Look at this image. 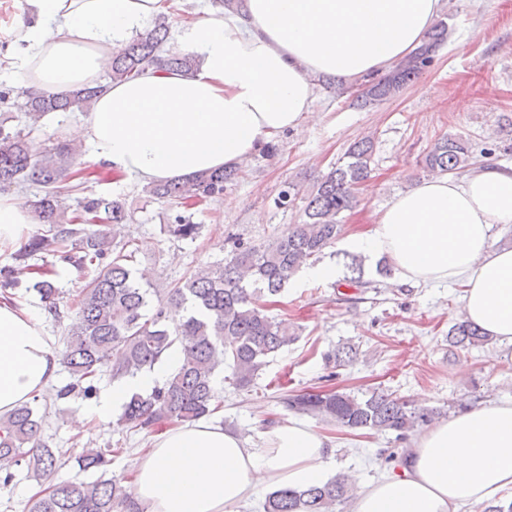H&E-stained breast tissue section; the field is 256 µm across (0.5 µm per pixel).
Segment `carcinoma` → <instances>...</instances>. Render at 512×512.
I'll list each match as a JSON object with an SVG mask.
<instances>
[{
  "label": "carcinoma",
  "mask_w": 512,
  "mask_h": 512,
  "mask_svg": "<svg viewBox=\"0 0 512 512\" xmlns=\"http://www.w3.org/2000/svg\"><path fill=\"white\" fill-rule=\"evenodd\" d=\"M170 35L166 18H154L113 50L109 82L134 78L150 67L193 72L199 65L194 55L165 50ZM447 39L448 25L440 21L392 71L365 79L356 100L371 107L394 97L431 66ZM102 90L99 83L65 93H33L28 118L35 125L51 113L88 109ZM374 152L373 138L354 141L341 163L320 174L303 197L298 184L285 183L275 205L287 209L303 199L302 223L290 225L267 244L234 241L224 262L192 273L161 298L135 276L129 265L133 252L127 250L128 244L118 242L122 225L131 220L124 201L87 191V173L77 164L79 150L62 137L37 145L23 130L11 132L0 124V186H40L41 194L31 207L38 223L47 226L14 253L12 265L0 269V294L11 299L23 277L39 272L32 288L57 317L58 272L52 267L41 269L31 260L39 254L53 255L61 267L89 274L74 300L75 315L63 337L62 363L71 382L57 397L76 394L91 399L97 394L95 379L102 372L114 382L150 372L176 348L183 351L181 365L163 384L145 394H132L123 404L120 425L143 430L211 416L219 409L214 379L223 365L231 367L237 387L249 388L267 359L297 339L287 321L269 313L272 298L302 265L336 244L342 232L338 216L359 204L357 189L371 176ZM421 163L431 172L458 173L474 164L471 143L462 136L444 135L434 141ZM236 175L235 169L201 172L188 185L161 181L143 192L152 200L181 205L184 212L167 218L161 231L175 239L193 240L200 225L192 221L189 210L222 195ZM73 194L79 195L80 211L69 217L64 199ZM88 224L103 229L92 231ZM150 308L151 315L147 314ZM448 340L461 347L491 343L465 320L448 329ZM36 402L34 398L0 416V485L11 484L18 469L34 477L40 491L30 500L28 512H143L127 481L107 476L111 453H119L118 448L82 449L77 463L85 471L100 472L96 480L62 477L65 462L41 441L44 417ZM280 404L286 411L321 418L342 429L391 432L399 440L437 414L379 389L359 395L313 388L286 393ZM351 492L349 479L338 476L305 490H274L263 508L264 512H336V505L347 502Z\"/></svg>",
  "instance_id": "carcinoma-1"
}]
</instances>
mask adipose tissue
Instances as JSON below:
<instances>
[{"mask_svg": "<svg viewBox=\"0 0 512 512\" xmlns=\"http://www.w3.org/2000/svg\"><path fill=\"white\" fill-rule=\"evenodd\" d=\"M20 67L33 91L61 92L98 81L113 50L164 0H27ZM445 0H243L239 14L209 15L181 29L200 65L194 75L147 69L108 84L74 140L95 158L149 184L243 164L311 114L316 79L385 73L423 39ZM32 215L0 194V250L15 246ZM512 224V163L469 174H437L395 195L353 249L383 255L414 283H462L466 319L512 358V248L492 230ZM179 353L152 372L113 384L79 420L106 418L132 393L150 390ZM59 364L38 309L0 302V416L52 390ZM333 447L324 432L291 420L251 448L199 420L160 433L137 465L133 492L144 512H230L261 488L304 490L329 481ZM512 489V401L454 413L419 434L397 474L363 485L355 512H456Z\"/></svg>", "mask_w": 512, "mask_h": 512, "instance_id": "ef3b65f1", "label": "adipose tissue"}]
</instances>
